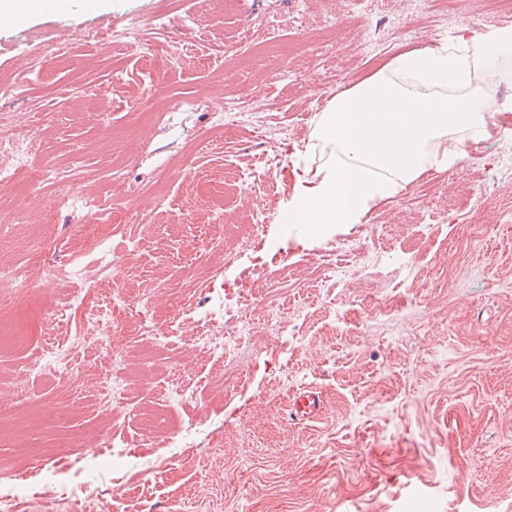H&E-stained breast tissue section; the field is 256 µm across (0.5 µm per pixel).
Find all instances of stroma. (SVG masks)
I'll list each match as a JSON object with an SVG mask.
<instances>
[{
    "mask_svg": "<svg viewBox=\"0 0 512 512\" xmlns=\"http://www.w3.org/2000/svg\"><path fill=\"white\" fill-rule=\"evenodd\" d=\"M157 0H100L90 15H31L24 28L0 23V79L13 83L0 111L18 124L35 121L44 135L37 156L82 172L74 193L144 211L149 224L116 228L122 283L149 296L161 318L178 324L163 356L190 365L196 393L179 408L197 421L189 437L170 417L141 439L136 456L105 447L106 416L96 407V377L106 359L94 344L75 350L76 386L34 380L40 400L24 404L17 373L38 343L0 347V467L18 464L14 449L40 450L47 465L24 489L0 484V512H512V128L497 116L498 138L480 158L437 173L428 196L406 189L374 207L363 224L319 233L274 221L293 191L291 161L303 149L326 98L375 73L397 51L437 43L460 28L491 30L493 0H460L458 14L413 15V0L392 11L351 18L348 0H302L307 26L290 0H242L217 17L195 0H177L169 39L180 56L149 69L134 49L100 55L89 34L116 28L135 9L149 15ZM259 38L293 45L287 58L224 46L243 25ZM27 42L63 48L32 64ZM107 89L109 111L93 95ZM163 94L170 107L139 130L129 101L150 106ZM261 100L272 115L261 141L241 130L234 147L201 149L211 113L227 100ZM285 167L267 173L268 158ZM128 178L110 180L113 166ZM253 181L252 191L214 187L222 173ZM167 173L170 207L155 206L152 183ZM138 186L135 200L126 184ZM231 228L204 246L193 220L212 207ZM58 213L55 261L91 274L95 259L76 228L87 216L59 212L56 186L26 197L0 185V263L32 266L39 253V216ZM267 229L239 251L250 217ZM390 224L393 236L375 227ZM346 246L357 263L334 271L325 258ZM200 252L199 265L176 252ZM235 252L225 282L274 288L272 319L246 331L236 364L247 371L231 393L212 390L224 374L196 335L209 295L171 314V300L206 267ZM135 410L153 412L158 389L147 361L133 356ZM305 390L322 398V414L293 421L290 401ZM67 457L59 468L55 458Z\"/></svg>",
    "mask_w": 512,
    "mask_h": 512,
    "instance_id": "obj_1",
    "label": "stroma"
}]
</instances>
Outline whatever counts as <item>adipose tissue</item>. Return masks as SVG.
Wrapping results in <instances>:
<instances>
[{"mask_svg": "<svg viewBox=\"0 0 512 512\" xmlns=\"http://www.w3.org/2000/svg\"><path fill=\"white\" fill-rule=\"evenodd\" d=\"M512 58V28H463L435 47L409 50L336 93L298 159L300 178L278 224H360L425 169L467 158L490 125L486 79Z\"/></svg>", "mask_w": 512, "mask_h": 512, "instance_id": "1", "label": "adipose tissue"}]
</instances>
